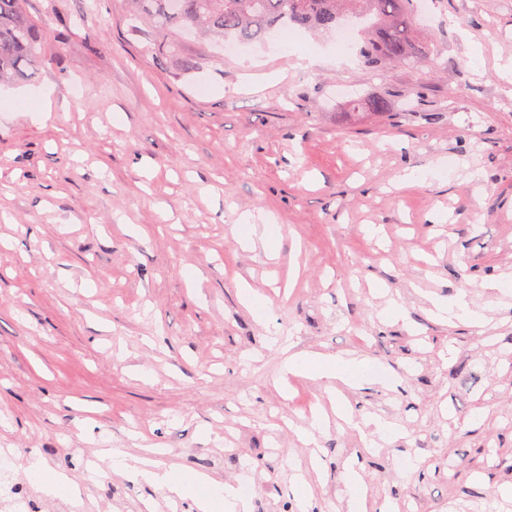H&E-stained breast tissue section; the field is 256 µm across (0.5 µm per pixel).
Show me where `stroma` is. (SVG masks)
Returning a JSON list of instances; mask_svg holds the SVG:
<instances>
[{
	"label": "stroma",
	"instance_id": "obj_1",
	"mask_svg": "<svg viewBox=\"0 0 512 512\" xmlns=\"http://www.w3.org/2000/svg\"><path fill=\"white\" fill-rule=\"evenodd\" d=\"M25 8L47 38L34 78L0 86V451L81 491L30 485L39 512H198L112 448L249 479L250 512H350V467L367 512H512V0H431L434 62L381 71L321 31L170 56L128 0ZM245 212L275 217L276 255L241 246ZM462 294L487 325L435 318ZM287 348L358 366L328 386L284 374ZM376 419L403 435L365 446ZM35 471L42 475L43 485L51 492H60L63 490L68 491V493L72 492L73 487L70 477L63 473L50 472L45 468V465L40 459L32 458L26 468V472L29 474Z\"/></svg>",
	"mask_w": 512,
	"mask_h": 512
}]
</instances>
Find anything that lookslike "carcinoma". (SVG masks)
I'll use <instances>...</instances> for the list:
<instances>
[{
  "mask_svg": "<svg viewBox=\"0 0 512 512\" xmlns=\"http://www.w3.org/2000/svg\"><path fill=\"white\" fill-rule=\"evenodd\" d=\"M138 15L165 38L172 52L187 32L219 45L261 40L275 29L298 27L333 31L343 18L362 24L359 54L372 69L412 65L435 53L421 37L416 0H133ZM46 30L30 18L24 0H0V84L27 78L25 68L39 61ZM354 108L387 113L384 98L352 99Z\"/></svg>",
  "mask_w": 512,
  "mask_h": 512,
  "instance_id": "carcinoma-1",
  "label": "carcinoma"
}]
</instances>
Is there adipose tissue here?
Returning a JSON list of instances; mask_svg holds the SVG:
<instances>
[{
  "label": "adipose tissue",
  "mask_w": 512,
  "mask_h": 512,
  "mask_svg": "<svg viewBox=\"0 0 512 512\" xmlns=\"http://www.w3.org/2000/svg\"><path fill=\"white\" fill-rule=\"evenodd\" d=\"M354 365V360L341 356L295 353L287 358L285 368L291 374H306L328 381H345ZM111 468L113 471L140 478L170 497L195 494L199 512H213L211 497L201 493L202 488L213 484L208 474L197 473L185 479L173 470L160 468L149 458L132 456L118 450L112 453Z\"/></svg>",
  "instance_id": "ef3b65f1"
}]
</instances>
